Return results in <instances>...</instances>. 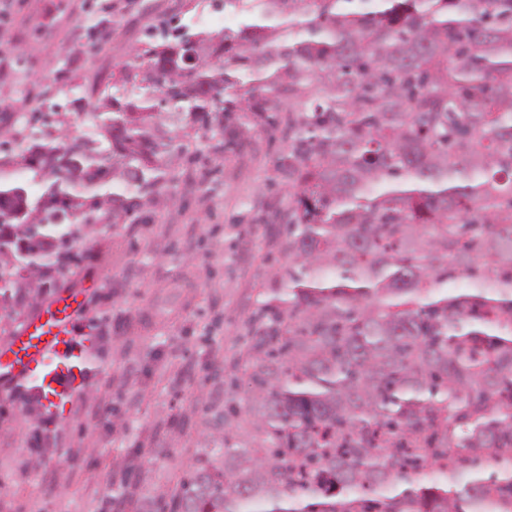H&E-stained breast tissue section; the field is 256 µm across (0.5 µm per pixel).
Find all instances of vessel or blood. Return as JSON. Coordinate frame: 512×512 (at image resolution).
Instances as JSON below:
<instances>
[{
  "mask_svg": "<svg viewBox=\"0 0 512 512\" xmlns=\"http://www.w3.org/2000/svg\"><path fill=\"white\" fill-rule=\"evenodd\" d=\"M73 304V298H57L29 327L0 340V384L34 385L53 414L68 403L86 372L76 348Z\"/></svg>",
  "mask_w": 512,
  "mask_h": 512,
  "instance_id": "vessel-or-blood-1",
  "label": "vessel or blood"
}]
</instances>
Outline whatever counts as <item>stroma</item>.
<instances>
[{
	"label": "stroma",
	"instance_id": "1",
	"mask_svg": "<svg viewBox=\"0 0 512 512\" xmlns=\"http://www.w3.org/2000/svg\"><path fill=\"white\" fill-rule=\"evenodd\" d=\"M115 31L98 51L76 53L96 13L90 0H0V103L29 109L32 88L56 84L69 58L76 82L106 74L143 47L148 18L182 17L185 0H112ZM284 145L255 136L243 153L202 152L180 176L183 201L144 230L97 226L60 290H76L89 353L88 377L60 416L45 424L55 460L41 476L25 444L36 423L19 401L0 418V512H144L196 462L212 408L224 403V376L248 341L245 323L272 267L285 258L265 225L239 223L261 200L285 193L276 166ZM142 478L140 502L124 500L117 474Z\"/></svg>",
	"mask_w": 512,
	"mask_h": 512
}]
</instances>
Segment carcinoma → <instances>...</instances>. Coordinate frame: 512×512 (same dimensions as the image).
Segmentation results:
<instances>
[{
  "label": "carcinoma",
  "mask_w": 512,
  "mask_h": 512,
  "mask_svg": "<svg viewBox=\"0 0 512 512\" xmlns=\"http://www.w3.org/2000/svg\"><path fill=\"white\" fill-rule=\"evenodd\" d=\"M232 13L210 30L198 9ZM106 76L0 125V310L57 287L96 224L177 202L190 146L280 129L287 263L254 310L247 399L169 512L512 504V0H198ZM112 30L106 6L87 29ZM94 104L93 129L68 114ZM41 180L31 196L18 172ZM470 278L474 287L451 291ZM502 463L486 476L482 461Z\"/></svg>",
  "instance_id": "cac0c4a2"
}]
</instances>
